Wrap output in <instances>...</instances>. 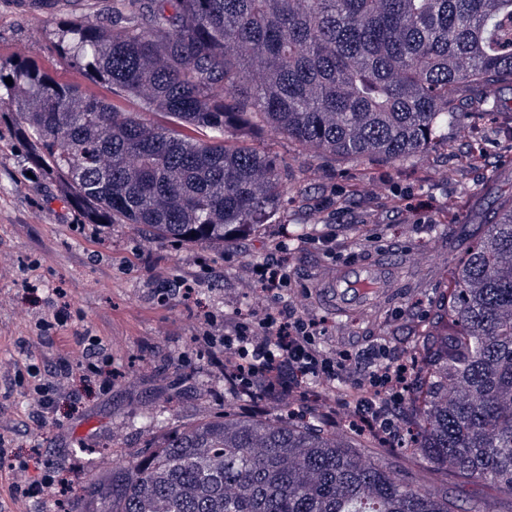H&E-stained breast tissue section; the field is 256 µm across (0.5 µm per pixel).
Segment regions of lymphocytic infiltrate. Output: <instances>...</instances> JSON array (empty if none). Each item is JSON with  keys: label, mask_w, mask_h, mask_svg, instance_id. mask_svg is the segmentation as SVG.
<instances>
[{"label": "lymphocytic infiltrate", "mask_w": 512, "mask_h": 512, "mask_svg": "<svg viewBox=\"0 0 512 512\" xmlns=\"http://www.w3.org/2000/svg\"><path fill=\"white\" fill-rule=\"evenodd\" d=\"M257 276L268 306L258 314H236L232 332L209 339L220 346V364L231 371L236 387L273 394L299 389L306 379L328 386L353 376L352 354L324 350L318 342V322L281 303L289 278L277 255H269ZM408 385L407 365L390 358L387 344L374 347L366 379L358 384L356 408L361 421L386 440L397 437L398 412Z\"/></svg>", "instance_id": "f902f5d3"}]
</instances>
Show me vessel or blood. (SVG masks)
<instances>
[{"instance_id":"obj_1","label":"vessel or blood","mask_w":512,"mask_h":512,"mask_svg":"<svg viewBox=\"0 0 512 512\" xmlns=\"http://www.w3.org/2000/svg\"><path fill=\"white\" fill-rule=\"evenodd\" d=\"M385 280L382 268L377 265L353 270L339 267L329 271L321 299L340 316L358 309L378 308L390 294L384 286Z\"/></svg>"}]
</instances>
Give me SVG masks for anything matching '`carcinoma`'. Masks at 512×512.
<instances>
[{"label": "carcinoma", "mask_w": 512, "mask_h": 512, "mask_svg": "<svg viewBox=\"0 0 512 512\" xmlns=\"http://www.w3.org/2000/svg\"><path fill=\"white\" fill-rule=\"evenodd\" d=\"M66 34L63 59L141 101L122 112L31 63L0 65L28 171L61 183L85 223L165 242L222 247L276 221L288 173L249 135L397 164L503 112L498 89L512 85V0H128L112 35L82 21ZM155 108L208 138L152 125ZM434 307L408 341L397 449L512 496V195ZM273 406L174 427L119 458L81 512H499L406 480L393 450L363 454L324 414L264 415Z\"/></svg>", "instance_id": "1"}]
</instances>
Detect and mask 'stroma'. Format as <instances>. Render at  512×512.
<instances>
[{
	"label": "stroma",
	"mask_w": 512,
	"mask_h": 512,
	"mask_svg": "<svg viewBox=\"0 0 512 512\" xmlns=\"http://www.w3.org/2000/svg\"><path fill=\"white\" fill-rule=\"evenodd\" d=\"M116 7V0H0V61L27 60L57 83L108 96L107 86L61 59L55 45L73 20L111 28ZM477 132L483 163L458 165L456 153ZM253 145L289 172L279 220L221 249L162 242L130 224L84 223L57 181L27 178L29 155L18 146L13 109L0 103V439L14 458L39 453L27 480L45 485L67 472L72 481L50 501L18 498L11 493L16 472L0 460V512H69L82 501L87 477H111L113 455L162 440L169 427L145 419L147 409L175 410L184 422L222 415L230 405L253 413L251 404L233 402L212 367L217 349L200 337L223 333L235 312L266 305L253 279L271 251L291 281L285 304L319 322L324 347L362 353L386 336L393 357L405 358L398 336L432 318L449 279L448 255L463 257L490 199L512 191V125L501 118L450 127L451 156L430 153L397 166L302 151L276 133ZM404 198L429 208L392 216L381 207ZM362 262L385 266L395 295L377 315L357 310L338 318L320 303L322 276ZM55 314L62 317L56 329L39 331L38 322ZM88 348L103 352L111 386L73 373L40 412L13 382L17 369L73 363ZM393 462L426 487L470 499L498 493L400 455Z\"/></svg>",
	"instance_id": "obj_1"
}]
</instances>
